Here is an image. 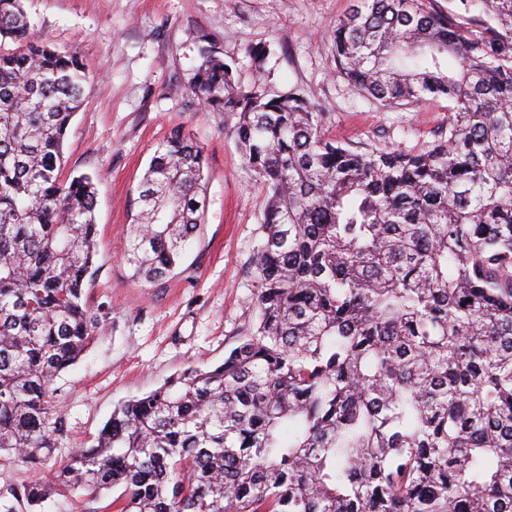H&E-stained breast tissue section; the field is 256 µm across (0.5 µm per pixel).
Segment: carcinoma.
Instances as JSON below:
<instances>
[{
    "label": "carcinoma",
    "mask_w": 512,
    "mask_h": 512,
    "mask_svg": "<svg viewBox=\"0 0 512 512\" xmlns=\"http://www.w3.org/2000/svg\"><path fill=\"white\" fill-rule=\"evenodd\" d=\"M337 73L389 104L448 101L417 152L351 145L210 47L190 105L224 113L267 189L258 323L224 361L119 404L86 448L52 384L102 332L82 302L91 176L63 177L88 76L0 0V458L48 469L5 512L122 489L118 512H512V0H354ZM182 127L139 184L126 263L174 273L206 207Z\"/></svg>",
    "instance_id": "1"
}]
</instances>
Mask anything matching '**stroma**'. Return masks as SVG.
I'll return each mask as SVG.
<instances>
[{"mask_svg": "<svg viewBox=\"0 0 512 512\" xmlns=\"http://www.w3.org/2000/svg\"><path fill=\"white\" fill-rule=\"evenodd\" d=\"M352 0H24L36 35L77 55L85 101L64 147L66 173L96 184L95 272L83 299L103 334L54 381L66 433L55 456L91 445L113 408L189 367L221 362L256 322L248 299L265 188L243 170L224 115L188 109L202 39L258 94L293 92L325 114L327 136L416 152L448 120L447 101L389 105L359 95L336 71L332 28ZM266 51L256 73L251 47ZM207 156L208 199L181 266L163 282L123 260L138 185L174 124Z\"/></svg>", "mask_w": 512, "mask_h": 512, "instance_id": "35a3bbf8", "label": "stroma"}]
</instances>
